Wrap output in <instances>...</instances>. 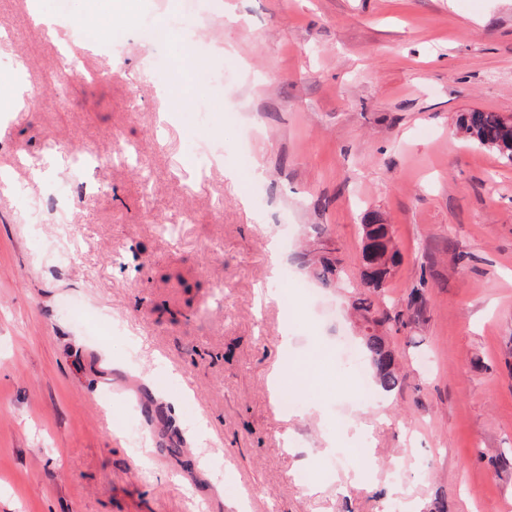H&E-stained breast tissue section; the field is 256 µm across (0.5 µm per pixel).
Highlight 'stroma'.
I'll use <instances>...</instances> for the list:
<instances>
[{
	"instance_id": "1",
	"label": "stroma",
	"mask_w": 512,
	"mask_h": 512,
	"mask_svg": "<svg viewBox=\"0 0 512 512\" xmlns=\"http://www.w3.org/2000/svg\"><path fill=\"white\" fill-rule=\"evenodd\" d=\"M130 2L169 38L110 0L51 30L0 0V73L42 100L0 112V512H512L491 461L512 446V165L456 125L512 115V0H190L179 27L173 0ZM88 150L111 165L76 169ZM373 212L401 254L373 300L411 322L388 331L401 388L362 404L335 347L359 338ZM285 236L312 295L257 305ZM308 245L350 289L315 283ZM361 444L340 495L353 469L324 458Z\"/></svg>"
}]
</instances>
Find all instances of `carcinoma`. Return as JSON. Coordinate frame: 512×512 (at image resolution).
Here are the masks:
<instances>
[{
	"label": "carcinoma",
	"mask_w": 512,
	"mask_h": 512,
	"mask_svg": "<svg viewBox=\"0 0 512 512\" xmlns=\"http://www.w3.org/2000/svg\"><path fill=\"white\" fill-rule=\"evenodd\" d=\"M457 129L467 139L495 152L501 159L512 164V121L495 112L468 110L457 118ZM362 239L374 241V249L367 252L362 247L363 281L374 289L381 288L399 262V249L396 246L391 225L383 224L375 218L361 225ZM312 274L324 287L339 288L343 284V269L335 257L321 255L312 263ZM352 309L360 322L363 347L369 360L373 380L383 393H391L402 384L395 352L390 347L385 334V325L390 316L372 315L373 304L367 298L358 297L352 301Z\"/></svg>",
	"instance_id": "carcinoma-1"
}]
</instances>
